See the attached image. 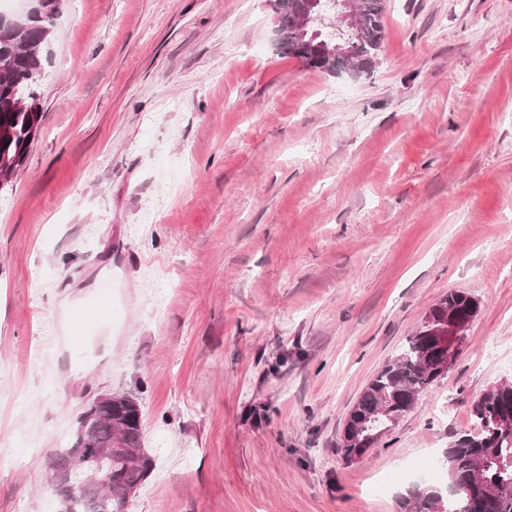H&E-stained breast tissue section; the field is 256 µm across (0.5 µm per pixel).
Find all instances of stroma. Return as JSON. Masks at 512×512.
<instances>
[{"label":"stroma","instance_id":"obj_1","mask_svg":"<svg viewBox=\"0 0 512 512\" xmlns=\"http://www.w3.org/2000/svg\"><path fill=\"white\" fill-rule=\"evenodd\" d=\"M371 74L277 54L267 0H65L0 191V512H59L58 438L138 397L129 512H398L512 380V0H386ZM448 372L358 461L378 369L448 291Z\"/></svg>","mask_w":512,"mask_h":512}]
</instances>
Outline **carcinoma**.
Listing matches in <instances>:
<instances>
[{
	"label": "carcinoma",
	"instance_id": "carcinoma-1",
	"mask_svg": "<svg viewBox=\"0 0 512 512\" xmlns=\"http://www.w3.org/2000/svg\"><path fill=\"white\" fill-rule=\"evenodd\" d=\"M40 11L19 21L11 35L0 38V180L11 182L24 165L41 128L36 77L52 22L63 0H40ZM301 0H271L279 14L277 51L303 59L310 46L294 25ZM360 22L343 38L352 45L348 55H330L316 68L331 75L358 64L363 71L376 63L384 40L385 0H359ZM478 310V303L460 291H450L428 310L400 352L388 360L365 387L350 410L340 451L349 462L365 454L389 424L410 412L440 377L444 348L437 329L458 315ZM473 427L452 437L444 449L446 480L412 485L399 497L401 512H512V381H501L476 399L470 409ZM142 412L138 397L125 393L108 407L90 403L77 415L74 437L48 457L50 487L63 512H127L124 489L143 485L156 462L142 442ZM136 454L127 465L119 457L108 462L100 453L112 446L114 435ZM112 465V491L99 485L80 487L64 477L89 463Z\"/></svg>",
	"mask_w": 512,
	"mask_h": 512
}]
</instances>
